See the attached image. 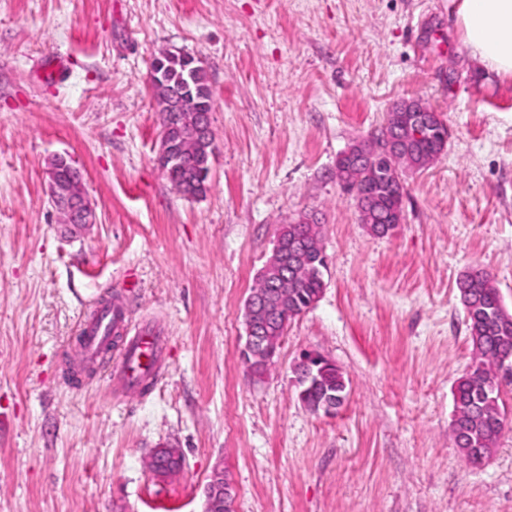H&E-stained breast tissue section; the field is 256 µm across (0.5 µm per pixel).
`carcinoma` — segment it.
<instances>
[{
  "mask_svg": "<svg viewBox=\"0 0 512 512\" xmlns=\"http://www.w3.org/2000/svg\"><path fill=\"white\" fill-rule=\"evenodd\" d=\"M189 71L194 98L188 107L211 110L212 91L206 69L198 58L187 69L183 56L172 55L166 60V80L151 85L162 135L175 142L180 150L192 146L180 141L178 128L169 120V91L178 88ZM407 116L408 113L397 108L391 109L377 135L348 148L351 158L341 168L344 190L354 198L360 222L381 237L392 234L397 222L403 219L402 169L425 167L448 144V126L440 113H426L427 131L423 137L414 139L403 135ZM393 139L398 140V151L382 154V144ZM192 148L207 157L213 152L210 143L199 142ZM159 164L177 192L193 197L205 194L208 177L193 180L162 158ZM293 251L302 252L303 259L287 286L276 288L272 282L277 280L278 264ZM326 270L320 225L316 221L305 217L280 226L273 254L250 293L252 298H261L272 314L266 327L268 335H286L289 321L318 300L325 288ZM457 290L467 318L474 361L455 383L456 420L451 422L450 432L455 446L469 461L477 463L494 450L507 419L499 404L500 370L512 367V316L490 273L483 268L465 271L457 281ZM313 370L316 377L297 389L298 400L313 413L323 411L325 403L333 397L336 407H341L347 398V384L340 369L334 365L327 370L315 366Z\"/></svg>",
  "mask_w": 512,
  "mask_h": 512,
  "instance_id": "1",
  "label": "carcinoma"
}]
</instances>
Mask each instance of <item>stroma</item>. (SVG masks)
Masks as SVG:
<instances>
[{"label": "stroma", "mask_w": 512, "mask_h": 512, "mask_svg": "<svg viewBox=\"0 0 512 512\" xmlns=\"http://www.w3.org/2000/svg\"><path fill=\"white\" fill-rule=\"evenodd\" d=\"M163 51L200 58L212 90L197 199L158 162ZM409 97L450 138L405 174L404 219L378 237L336 159ZM60 156L96 213L74 235L50 198ZM304 215L326 287L256 378L243 304ZM470 267L512 311V80L473 63L452 0H0V512H202L218 464L235 512H512V385L484 462L449 431L474 358L456 291ZM104 299L165 333L146 392L80 367L75 337ZM305 351L349 380L334 415L296 398ZM160 447L183 459L166 477L148 466Z\"/></svg>", "instance_id": "stroma-1"}]
</instances>
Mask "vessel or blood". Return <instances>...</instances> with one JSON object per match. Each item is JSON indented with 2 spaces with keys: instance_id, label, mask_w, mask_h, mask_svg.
I'll return each mask as SVG.
<instances>
[{
  "instance_id": "1",
  "label": "vessel or blood",
  "mask_w": 512,
  "mask_h": 512,
  "mask_svg": "<svg viewBox=\"0 0 512 512\" xmlns=\"http://www.w3.org/2000/svg\"><path fill=\"white\" fill-rule=\"evenodd\" d=\"M119 332L126 336L119 356L120 372L126 384L140 388L157 379L164 351L156 331L147 325L128 331L124 311L103 301L97 303L93 314L84 321L78 338L83 363L97 365L111 344L113 335Z\"/></svg>"
}]
</instances>
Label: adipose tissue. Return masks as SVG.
Listing matches in <instances>:
<instances>
[{"label": "adipose tissue", "instance_id": "ef3b65f1", "mask_svg": "<svg viewBox=\"0 0 512 512\" xmlns=\"http://www.w3.org/2000/svg\"><path fill=\"white\" fill-rule=\"evenodd\" d=\"M458 34L472 58L512 78V0H453Z\"/></svg>", "mask_w": 512, "mask_h": 512}]
</instances>
